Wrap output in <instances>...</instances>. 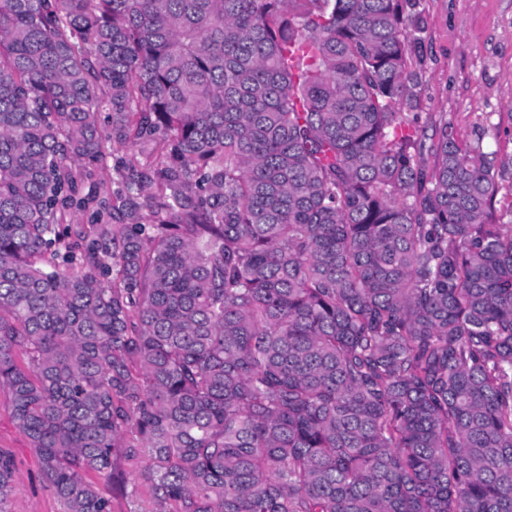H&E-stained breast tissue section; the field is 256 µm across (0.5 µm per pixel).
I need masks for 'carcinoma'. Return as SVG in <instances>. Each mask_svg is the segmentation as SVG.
I'll use <instances>...</instances> for the list:
<instances>
[{
	"mask_svg": "<svg viewBox=\"0 0 512 512\" xmlns=\"http://www.w3.org/2000/svg\"><path fill=\"white\" fill-rule=\"evenodd\" d=\"M415 25L0 0V384L65 512L119 453L139 512H512V183L419 124Z\"/></svg>",
	"mask_w": 512,
	"mask_h": 512,
	"instance_id": "cac0c4a2",
	"label": "carcinoma"
}]
</instances>
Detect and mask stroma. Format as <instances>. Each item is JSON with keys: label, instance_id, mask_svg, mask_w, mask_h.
Segmentation results:
<instances>
[{"label": "stroma", "instance_id": "1", "mask_svg": "<svg viewBox=\"0 0 512 512\" xmlns=\"http://www.w3.org/2000/svg\"><path fill=\"white\" fill-rule=\"evenodd\" d=\"M421 18L411 39L421 46L416 112L422 121L447 116L457 131L482 139L512 181V0H409ZM0 454L14 463L8 512H63L45 481L27 435L12 419L10 391L0 386ZM138 467L116 463V479L99 483L112 512H138L149 492Z\"/></svg>", "mask_w": 512, "mask_h": 512}]
</instances>
